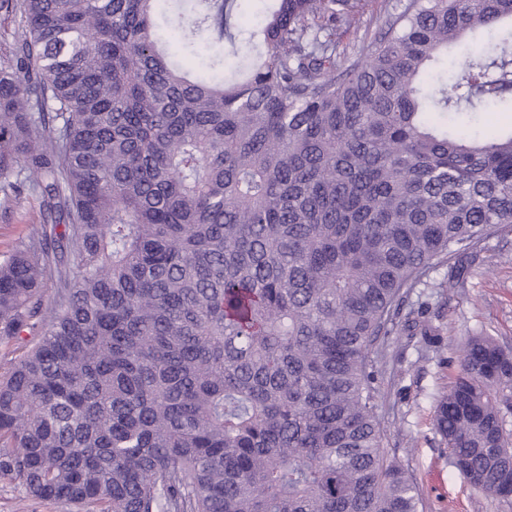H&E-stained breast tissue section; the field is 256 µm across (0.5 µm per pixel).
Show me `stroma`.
Listing matches in <instances>:
<instances>
[{
	"instance_id": "1",
	"label": "stroma",
	"mask_w": 512,
	"mask_h": 512,
	"mask_svg": "<svg viewBox=\"0 0 512 512\" xmlns=\"http://www.w3.org/2000/svg\"><path fill=\"white\" fill-rule=\"evenodd\" d=\"M405 0H366L358 21L342 32L347 60L358 57L364 40L378 35L386 18ZM265 0H236L234 42L225 44L227 71H234ZM44 221L40 197L27 191L0 194V262ZM460 275L432 269L405 300L404 312L420 314L438 329L434 342L421 334L396 336L377 354L381 401L378 415L386 431L385 450L415 475L424 512H512V497L473 489L453 467L434 426L438 395L460 370L458 349L467 337L483 334L512 347V229L491 231L476 249L462 254ZM0 512H66L64 504L25 498L20 485L0 475Z\"/></svg>"
}]
</instances>
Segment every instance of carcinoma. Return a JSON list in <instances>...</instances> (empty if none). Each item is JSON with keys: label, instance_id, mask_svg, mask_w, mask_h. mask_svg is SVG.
<instances>
[{"label": "carcinoma", "instance_id": "obj_1", "mask_svg": "<svg viewBox=\"0 0 512 512\" xmlns=\"http://www.w3.org/2000/svg\"><path fill=\"white\" fill-rule=\"evenodd\" d=\"M234 2L0 3V192L47 221L0 263V339L38 337L0 376V474L69 512H420L373 353L512 227V127L459 130L512 107V31L444 70L512 0H408L345 68L358 0H275L228 84ZM459 353L435 428L507 498L512 350ZM18 18L14 15H8L5 11H0V64L7 62L11 58L12 52V33L17 27Z\"/></svg>", "mask_w": 512, "mask_h": 512}]
</instances>
